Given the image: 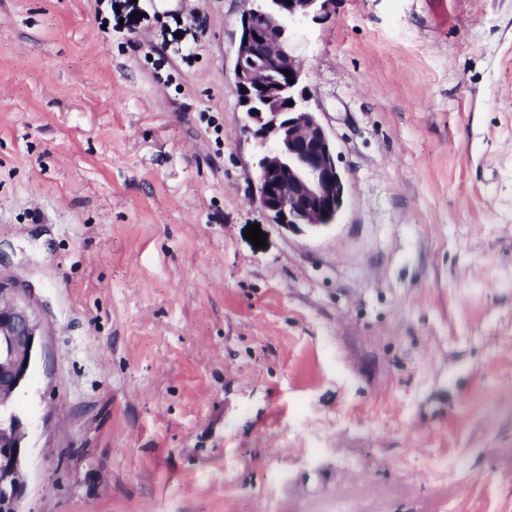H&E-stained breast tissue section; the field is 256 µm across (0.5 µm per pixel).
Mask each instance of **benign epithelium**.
Returning <instances> with one entry per match:
<instances>
[{
	"label": "benign epithelium",
	"instance_id": "benign-epithelium-1",
	"mask_svg": "<svg viewBox=\"0 0 512 512\" xmlns=\"http://www.w3.org/2000/svg\"><path fill=\"white\" fill-rule=\"evenodd\" d=\"M274 13L291 22L317 18L329 0H272ZM254 3L240 16L235 79L247 114V132L265 147L256 201L270 221L292 232L328 226L345 202L335 143L307 105L302 68L289 47L288 29L262 31ZM293 105H287V102ZM40 324L32 309L0 281V512H21L25 492V420L15 395L33 369Z\"/></svg>",
	"mask_w": 512,
	"mask_h": 512
}]
</instances>
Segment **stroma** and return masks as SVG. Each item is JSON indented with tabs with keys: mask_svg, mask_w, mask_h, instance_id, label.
<instances>
[{
	"mask_svg": "<svg viewBox=\"0 0 512 512\" xmlns=\"http://www.w3.org/2000/svg\"><path fill=\"white\" fill-rule=\"evenodd\" d=\"M107 3L0 0L23 512H512V0L292 28L346 181L302 233L255 201L244 0Z\"/></svg>",
	"mask_w": 512,
	"mask_h": 512,
	"instance_id": "1",
	"label": "stroma"
}]
</instances>
